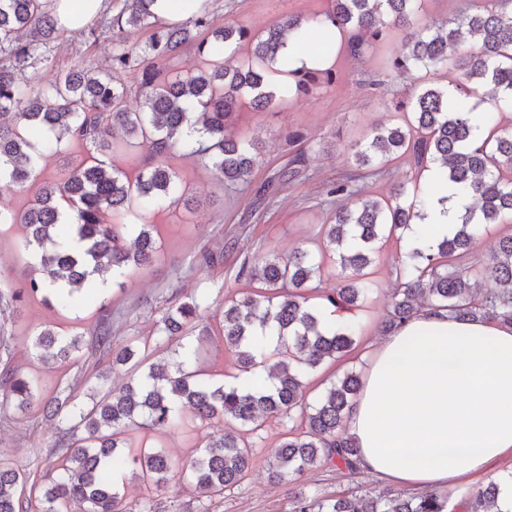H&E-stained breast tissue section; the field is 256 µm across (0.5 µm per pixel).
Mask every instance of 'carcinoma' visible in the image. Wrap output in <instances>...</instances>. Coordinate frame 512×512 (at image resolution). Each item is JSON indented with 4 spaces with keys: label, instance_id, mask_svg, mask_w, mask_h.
I'll return each instance as SVG.
<instances>
[{
    "label": "carcinoma",
    "instance_id": "1",
    "mask_svg": "<svg viewBox=\"0 0 512 512\" xmlns=\"http://www.w3.org/2000/svg\"><path fill=\"white\" fill-rule=\"evenodd\" d=\"M124 2L113 18L118 28H138L155 18V0ZM418 2L330 0L320 15L290 17L259 34L224 25L199 41L192 29L208 28L211 21L197 14L187 23L157 27L140 51L120 48L109 71L92 75L73 67L56 72L47 84L22 85L19 73L49 63L41 50L57 32L56 17L49 0H0V181L29 189L43 152L64 139L114 155L141 140L150 143L156 157L133 180L96 158L59 182L39 185L22 210H0V224L22 225L27 231L24 249L40 255L42 277L29 280L28 294L46 293L67 306L94 277L116 278L131 265L150 264L153 225H142L131 248L124 245L122 230L137 200L191 205L193 199L180 193L176 172L162 162L176 151L200 157L226 184L249 182L259 158L252 143L229 131V121L244 97L258 111L275 106V78L282 70L273 62L286 37L305 44L310 25L326 35L336 30L346 37L350 54L360 56L386 27L409 28ZM473 2L475 12L412 35L392 59L398 70L458 67L469 85L452 95L445 87L422 82L405 126L375 128L371 141L355 146L352 155L358 167H382L408 154L416 175L435 167L474 197L452 236L426 248L406 245L391 303L378 323L382 334L423 308L446 310L460 320L512 322V234L498 241L485 265L469 259L485 225L512 219V132L494 127L474 145L469 105L470 97L483 89L495 106L512 107V0ZM242 41L249 45L250 59L244 68L230 69L223 53ZM191 44L204 68L185 78L166 76L160 64L176 59ZM127 71L137 75L144 97L135 112L126 106ZM288 75L295 93L307 95L319 71ZM430 198H409L400 187L388 197L341 208L326 225L318 253L297 249L286 258L273 255L260 265L242 266L239 277L253 286L242 298L224 303L220 326L224 343L237 352L241 371L267 369L269 386L252 377L207 381L205 350L175 348L169 350L165 367L150 366L88 407L70 387L40 399L38 382L4 363L0 405L10 402L23 414L37 405L60 430L45 483L30 481L18 464L0 456V512H156L149 496L127 507L110 471L129 462L146 490L164 484L173 467L168 456L156 446L132 445L127 433L134 427L157 433L181 421L184 413L201 422L229 418L241 428L239 434L210 438L189 463L191 482L207 500L243 483L254 456L247 435L275 419L298 422L267 462L271 481L293 484L289 512H444L447 497L437 492L321 497L300 483L302 474L317 465L359 471L357 448L341 428L361 391L360 373L343 372L312 404L305 401V378L355 349L361 325L341 313L375 290L366 269L378 242L393 235L402 239L411 225L424 223ZM327 262L339 267L336 288L319 285ZM321 306L337 315L333 326H324ZM199 308L194 301L167 312L157 329L156 347L184 335ZM35 346L41 359L54 361L80 350V341L47 329ZM140 350L137 338L114 347L105 327L96 336L95 355L109 367L139 359ZM500 485L491 480L468 492L462 499L464 512H502Z\"/></svg>",
    "mask_w": 512,
    "mask_h": 512
}]
</instances>
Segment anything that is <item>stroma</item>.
<instances>
[{
	"label": "stroma",
	"mask_w": 512,
	"mask_h": 512,
	"mask_svg": "<svg viewBox=\"0 0 512 512\" xmlns=\"http://www.w3.org/2000/svg\"><path fill=\"white\" fill-rule=\"evenodd\" d=\"M124 0H105L104 10L78 31L58 30L47 46L50 65L26 68L22 76L34 83L51 80L56 71L79 64L97 72L110 69L112 48L119 39L128 45L145 47L153 32L145 27L120 36L112 19ZM328 0H205L204 11L213 25H239L256 33L296 15L324 12ZM403 32L384 34L363 55L351 57L344 43H337L331 59L332 80L322 81L306 97L288 92L287 77H279L280 90L274 108L253 110L241 105L233 120L236 135L254 139L261 156L249 183L224 185L211 169L193 156L173 158L183 188L196 197L197 207L161 202L136 204L139 222L129 223L124 238L133 242L140 224L154 225L157 260L148 267L123 271L116 285L104 297L86 296L68 307H47L41 296L25 298L17 313L5 325L8 336L0 357L8 356L21 374L37 379L42 398L48 399L68 385L76 384L79 396L103 394L119 389L129 377L140 375L134 364L113 367L107 381L97 378L99 369L91 353V343L99 324V307L108 305L109 325L114 346L140 338L151 340L162 317L179 304L198 299L202 305L188 326L183 346L206 349L208 364L217 372L238 375L237 355L224 344L213 316L224 308L225 298L244 291V280L237 273L242 264L264 256H288L299 248L316 249L324 224L336 209L352 207L369 199L387 197L397 186L414 189L415 166L403 157L383 173L360 179L359 192L352 196H332L331 185L354 176L349 158L353 143L370 135L378 125H401L410 103L426 74L413 69H391L388 60L400 49ZM23 227L0 224V290L23 287L38 276L37 265L22 247ZM403 250L396 242L383 245L374 256L371 277L376 291L355 310L365 325L350 367L364 371L366 361L381 336L377 322L385 313L393 286L392 273ZM63 335H80L82 348L77 358L46 363L33 348L35 337L44 329ZM235 422H194L159 433L133 430L137 439H148L161 446L178 464L164 488L146 493L133 477L131 468L119 471L124 483L125 501L135 505L152 495L160 512H288L291 486L268 478L266 462L274 458L283 439V426L268 423L249 437L258 454L242 485L210 500L199 499L181 469L209 437L234 430ZM57 436L55 421L40 411L21 418L14 407L0 408V455L15 460L27 472L43 475L48 452ZM302 481L318 495L337 492L375 494L385 489L384 481L360 472L348 474L315 466Z\"/></svg>",
	"instance_id": "stroma-1"
}]
</instances>
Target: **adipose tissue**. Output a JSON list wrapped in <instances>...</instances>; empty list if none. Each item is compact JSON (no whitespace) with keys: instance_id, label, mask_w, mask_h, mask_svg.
<instances>
[{"instance_id":"obj_1","label":"adipose tissue","mask_w":512,"mask_h":512,"mask_svg":"<svg viewBox=\"0 0 512 512\" xmlns=\"http://www.w3.org/2000/svg\"><path fill=\"white\" fill-rule=\"evenodd\" d=\"M439 194L431 244L472 202ZM347 435L359 468L400 488L443 491L512 457V324L416 314L371 354Z\"/></svg>"}]
</instances>
